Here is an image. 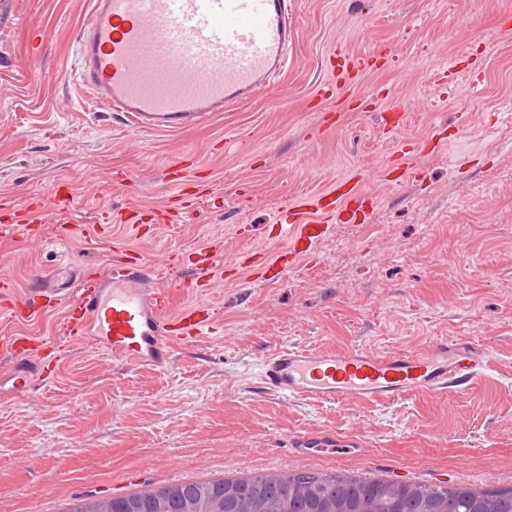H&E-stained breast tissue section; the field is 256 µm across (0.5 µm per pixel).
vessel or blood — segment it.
Listing matches in <instances>:
<instances>
[{"label":"vessel or blood","mask_w":512,"mask_h":512,"mask_svg":"<svg viewBox=\"0 0 512 512\" xmlns=\"http://www.w3.org/2000/svg\"><path fill=\"white\" fill-rule=\"evenodd\" d=\"M77 38V76L110 111L141 132H181L218 112L250 101L288 65L297 38L293 0H92ZM188 160L174 163L176 210L194 205ZM374 198L341 178L326 191L288 205V244L276 256L248 250L236 269L279 279L310 256L339 224H363ZM41 204L24 201L0 231L20 235L38 222ZM187 288H205L223 261L211 247L196 250ZM156 263L137 252L113 251L103 267L83 265L65 282L38 274L22 294L0 290L13 318L31 319L62 309L63 333L137 365L164 366L175 340L201 335L212 308L195 301L175 306L174 293L156 283ZM0 350L44 375L52 357L26 336L0 340ZM486 353L475 344L445 341L419 352H375L355 345L339 353L288 347L261 361L265 390L297 400L336 403L358 397L399 400L419 391L465 392ZM334 435L303 433L291 445L302 455L323 453Z\"/></svg>","instance_id":"obj_1"}]
</instances>
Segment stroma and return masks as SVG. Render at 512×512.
Masks as SVG:
<instances>
[{
  "instance_id": "35a3bbf8",
  "label": "stroma",
  "mask_w": 512,
  "mask_h": 512,
  "mask_svg": "<svg viewBox=\"0 0 512 512\" xmlns=\"http://www.w3.org/2000/svg\"><path fill=\"white\" fill-rule=\"evenodd\" d=\"M0 20V207L47 203L36 235H0V285L105 263L124 247L160 262L177 303L197 247L231 262L285 242L269 227L287 202L351 175L376 196L368 223L336 225L316 254L275 283L216 278L208 336L139 367L61 333V310L0 313V336L59 348L47 386L0 398V512H61L74 498L230 476L342 472L366 480L512 486V0H295L298 40L280 82L232 112L178 133L113 118L75 75L91 0H12ZM388 53L334 98L327 55ZM398 107V130L377 112ZM204 197L176 230L133 225L173 196L182 154ZM72 186L63 215L53 188ZM220 196L214 208L207 194ZM447 339L486 349L468 391L333 404L265 392L264 355L283 346L426 351ZM352 441L299 455L301 433Z\"/></svg>"
}]
</instances>
